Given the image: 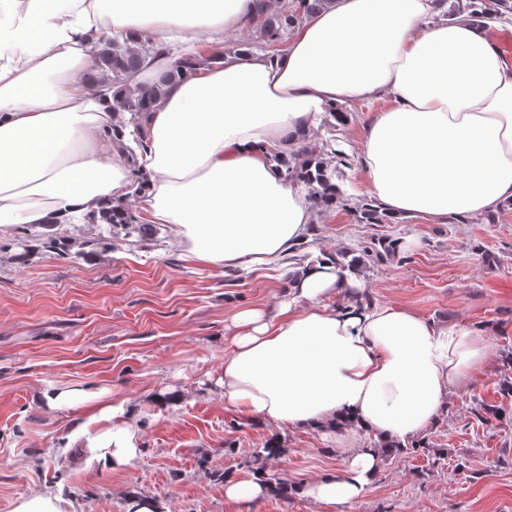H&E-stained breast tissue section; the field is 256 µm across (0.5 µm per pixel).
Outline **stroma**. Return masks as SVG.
<instances>
[{"label": "stroma", "mask_w": 512, "mask_h": 512, "mask_svg": "<svg viewBox=\"0 0 512 512\" xmlns=\"http://www.w3.org/2000/svg\"><path fill=\"white\" fill-rule=\"evenodd\" d=\"M384 101L324 116L307 138L341 157L340 204L319 213L314 253L336 256L378 237L398 253L366 261L357 281L373 302L406 306L439 326L483 327L484 365L454 388L446 411L421 436L422 449L383 461L371 490L343 512H512V402L501 419L479 422L471 409L501 401L512 377V206L445 223L420 218L362 224L366 201L357 156L364 125ZM22 226L0 228V512H14L32 488L63 490L80 512H127V496L154 497L160 512H240L224 496L226 476L250 474L254 449L271 438L287 453L268 461L297 484L341 465L337 436L276 430L225 408L218 379L231 316L270 308L288 292L297 267L220 273L187 262L170 228L156 240H113L79 259L36 251L11 263ZM106 388L110 399L140 402L139 453L125 470L87 466V451L66 447L78 423L42 403L46 387ZM183 400L156 405V389Z\"/></svg>", "instance_id": "stroma-1"}]
</instances>
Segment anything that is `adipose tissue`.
Returning a JSON list of instances; mask_svg holds the SVG:
<instances>
[{
	"label": "adipose tissue",
	"mask_w": 512,
	"mask_h": 512,
	"mask_svg": "<svg viewBox=\"0 0 512 512\" xmlns=\"http://www.w3.org/2000/svg\"><path fill=\"white\" fill-rule=\"evenodd\" d=\"M259 0H0V227L66 222L126 200L133 175L112 92L82 88L89 37L138 31L223 43ZM436 0H330L284 48L228 52L192 70L145 117L141 210L170 225L186 259L226 271L295 253L316 215L273 150L290 153L339 104L389 98L365 125L369 196L395 217L477 219L512 200V60L470 21L437 20ZM347 286L331 257L301 268L272 309L237 312L224 357L227 406L273 427L338 432L342 465L300 488L333 506L363 497L380 442L422 433L452 387L487 359L481 329L442 327L414 310L331 299ZM48 408L112 412L111 435L80 426L96 463L130 467L138 405L47 388ZM372 442L360 445V432Z\"/></svg>",
	"instance_id": "ef3b65f1"
}]
</instances>
